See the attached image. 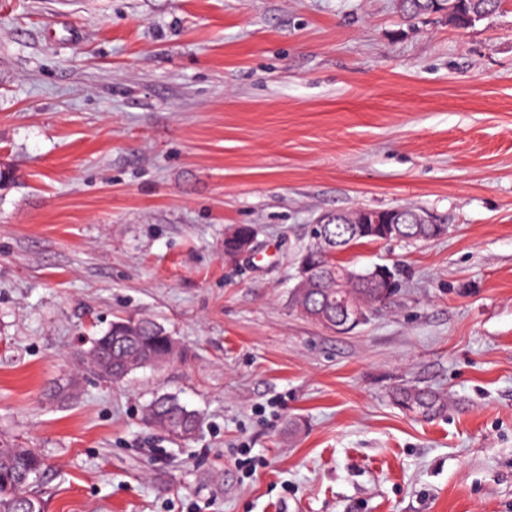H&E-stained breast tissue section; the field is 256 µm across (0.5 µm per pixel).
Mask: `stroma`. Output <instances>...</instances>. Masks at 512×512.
I'll return each instance as SVG.
<instances>
[{
	"instance_id": "35a3bbf8",
	"label": "stroma",
	"mask_w": 512,
	"mask_h": 512,
	"mask_svg": "<svg viewBox=\"0 0 512 512\" xmlns=\"http://www.w3.org/2000/svg\"><path fill=\"white\" fill-rule=\"evenodd\" d=\"M405 204L447 234L340 256L398 292L306 319L310 224ZM129 315L178 352L115 383L82 357ZM1 439L41 512H512V8L0 0ZM446 4L445 17L448 23L458 26H468L477 20L497 12L503 0H439ZM449 9V10H448ZM198 417L195 411L189 410L177 398L161 395L148 405L146 421L156 428L161 424L173 432H180L181 429L197 425Z\"/></svg>"
}]
</instances>
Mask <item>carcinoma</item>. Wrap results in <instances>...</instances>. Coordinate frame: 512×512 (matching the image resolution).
<instances>
[{"label": "carcinoma", "instance_id": "cac0c4a2", "mask_svg": "<svg viewBox=\"0 0 512 512\" xmlns=\"http://www.w3.org/2000/svg\"><path fill=\"white\" fill-rule=\"evenodd\" d=\"M447 5L448 22L468 26L497 12L501 0H442ZM399 10L411 17L440 12L434 0H397ZM383 216L399 218L403 224L406 240H431L448 232V227L424 222L414 223L422 213L409 206L383 210ZM385 228L377 225L362 239L352 240L348 225L332 222L315 224L311 228V242L301 253L313 268L306 294L293 298L299 312L313 321L322 316L333 321L341 316L332 296L336 293V261L333 253L347 248L352 243L375 242ZM255 233L254 226L243 224L224 238V256L238 254L241 237ZM345 290L352 308L371 313L374 307L383 304L384 286L376 280L348 269ZM167 332L156 321L144 317L121 318L112 322L109 329L94 342L93 366L112 365L111 380H123L132 370L147 366V363L167 352ZM198 414L188 409L173 396L156 397L147 409L148 424L179 432L197 424ZM43 468L41 456L29 448L0 445V512H25V504L33 503L35 512H41L40 502L33 492V483Z\"/></svg>", "mask_w": 512, "mask_h": 512}]
</instances>
